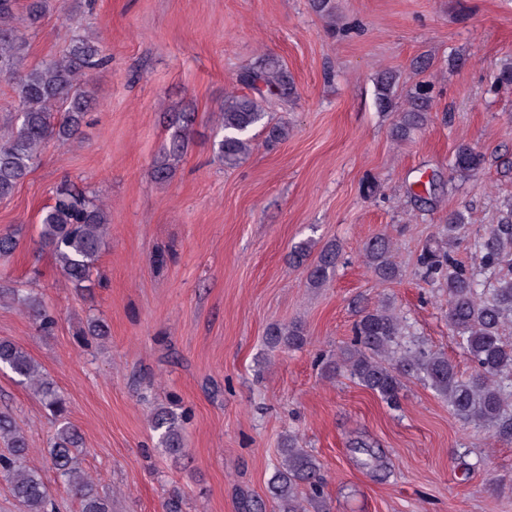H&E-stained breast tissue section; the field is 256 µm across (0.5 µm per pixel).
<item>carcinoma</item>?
<instances>
[{
	"label": "carcinoma",
	"instance_id": "1",
	"mask_svg": "<svg viewBox=\"0 0 512 512\" xmlns=\"http://www.w3.org/2000/svg\"><path fill=\"white\" fill-rule=\"evenodd\" d=\"M16 4L17 0H0V79L12 82L21 105L14 116L15 128L0 138V199L12 196L48 142L78 137L90 102V95L81 89V81L109 62L97 41L74 34L61 56L23 70L25 33L10 25ZM25 10L28 26L32 28L45 15L47 2L28 0ZM239 82L250 94L224 100L223 135L214 142L227 166L238 165L249 154L251 131L257 125H262L269 142L288 135L284 124L265 120L264 103L271 95L286 99L294 94L293 81L273 60L243 72ZM427 103V92L421 88L415 93L413 107L397 113L393 136L405 139L420 128L426 119ZM194 120L193 112L178 113L177 131L154 169L157 179L168 177L172 161L185 147ZM484 165L482 152L461 145L452 167L462 176H474ZM461 224L459 214L448 219V246L426 247L419 266L424 280L442 283L447 288L448 325L474 364V372L463 379L447 355L403 343L401 322L383 306L360 315L342 361L352 379L390 405L398 403L404 380L422 379L448 401L460 419L512 440V348L504 345L499 336L503 321L512 318V209L503 213L500 223L469 242L470 249L479 257L475 266L462 265L452 255ZM107 233L108 214L103 204L67 182L56 188L53 203L43 208L40 216L41 243L52 252L62 274L79 286L90 281ZM340 254L335 243L323 247L317 261L308 267L310 286L319 288L326 282ZM364 256L377 277L396 278L387 236L380 234L369 239L364 245ZM0 301L17 304L31 313L40 333L53 332L56 316L34 291L1 288ZM266 336L272 348L290 349L304 344L303 328L298 324H274ZM0 367L28 383L57 419L58 429L49 456L54 469L79 500L80 512H110V500L99 494L80 467L81 437L68 421L66 404L41 366L17 344L0 340ZM186 420V413H178L171 406L157 407L152 413V429L158 444L172 456L182 453ZM0 439L9 445L8 454H0V476L10 484L13 496L26 512H59L40 473L23 465L28 444L6 412L0 413ZM269 492L279 512H304L305 499L323 512L330 510L316 459L294 436L288 437L280 449V462L269 480Z\"/></svg>",
	"mask_w": 512,
	"mask_h": 512
}]
</instances>
